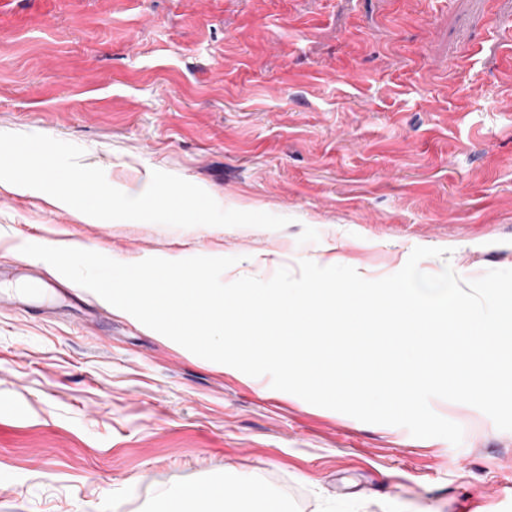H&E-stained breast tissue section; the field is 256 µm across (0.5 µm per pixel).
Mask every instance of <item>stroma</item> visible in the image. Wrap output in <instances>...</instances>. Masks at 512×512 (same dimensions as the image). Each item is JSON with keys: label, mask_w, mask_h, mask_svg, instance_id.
Segmentation results:
<instances>
[{"label": "stroma", "mask_w": 512, "mask_h": 512, "mask_svg": "<svg viewBox=\"0 0 512 512\" xmlns=\"http://www.w3.org/2000/svg\"><path fill=\"white\" fill-rule=\"evenodd\" d=\"M0 132L152 171L279 230L106 221L0 188V264L64 244L122 263L308 259L369 280L417 246L512 269V0H0ZM461 445L361 422L200 358L91 291L0 308V512H165L248 480L281 512H512V432L433 400ZM202 484L190 483L180 487L173 495L172 512H204L208 508V500L202 495Z\"/></svg>", "instance_id": "obj_1"}]
</instances>
